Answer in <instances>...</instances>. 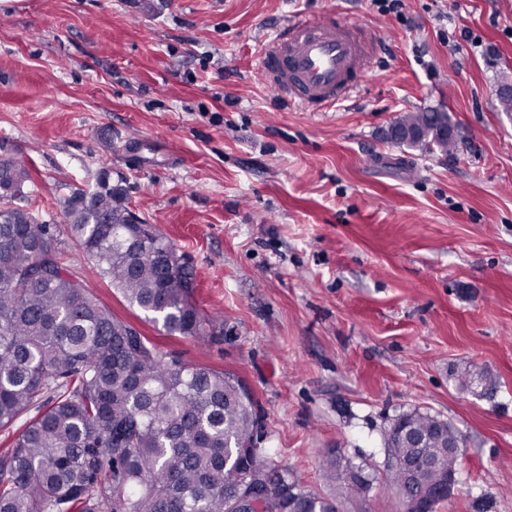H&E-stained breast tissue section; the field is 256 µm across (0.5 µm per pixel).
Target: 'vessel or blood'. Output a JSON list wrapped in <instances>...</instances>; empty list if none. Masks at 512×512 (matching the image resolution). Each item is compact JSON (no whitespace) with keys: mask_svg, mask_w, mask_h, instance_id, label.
I'll list each match as a JSON object with an SVG mask.
<instances>
[{"mask_svg":"<svg viewBox=\"0 0 512 512\" xmlns=\"http://www.w3.org/2000/svg\"><path fill=\"white\" fill-rule=\"evenodd\" d=\"M383 51L380 36L357 20L303 18L264 45L263 74L279 99L321 112L345 101Z\"/></svg>","mask_w":512,"mask_h":512,"instance_id":"vessel-or-blood-1","label":"vessel or blood"}]
</instances>
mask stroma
Here are the masks:
<instances>
[{"mask_svg":"<svg viewBox=\"0 0 512 512\" xmlns=\"http://www.w3.org/2000/svg\"><path fill=\"white\" fill-rule=\"evenodd\" d=\"M347 15L392 46L324 112L277 101L260 50L299 15ZM469 30L476 43L450 41ZM512 0H0V145L34 166L53 208L100 169L174 243L223 335L163 351L239 377L257 445L325 491L329 450L385 475L383 431L418 408L465 437L438 512H512ZM448 112L441 161L383 132ZM64 262L135 320L76 245ZM492 379L458 389L466 366Z\"/></svg>","mask_w":512,"mask_h":512,"instance_id":"1","label":"stroma"}]
</instances>
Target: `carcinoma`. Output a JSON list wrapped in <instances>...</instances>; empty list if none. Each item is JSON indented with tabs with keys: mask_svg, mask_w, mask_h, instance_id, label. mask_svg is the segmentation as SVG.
Listing matches in <instances>:
<instances>
[{
	"mask_svg": "<svg viewBox=\"0 0 512 512\" xmlns=\"http://www.w3.org/2000/svg\"><path fill=\"white\" fill-rule=\"evenodd\" d=\"M393 127L419 129L406 147L423 153L457 148L446 112H406ZM108 175L72 188L45 220L24 191L31 169L0 147V429L37 410L0 457V512H338L341 498L366 500L375 476L343 455L323 460L329 492L320 494L250 447L258 412L240 378L163 353L61 263L66 241L76 243L168 336L224 329L222 316L198 308L195 275L174 244L129 208L123 180L106 187ZM486 380L475 367L459 387ZM411 414L433 438L437 416ZM415 452L432 461L423 486L461 472L460 458L436 448H391L388 488ZM353 470L364 479L348 480Z\"/></svg>",
	"mask_w": 512,
	"mask_h": 512,
	"instance_id": "carcinoma-1",
	"label": "carcinoma"
}]
</instances>
